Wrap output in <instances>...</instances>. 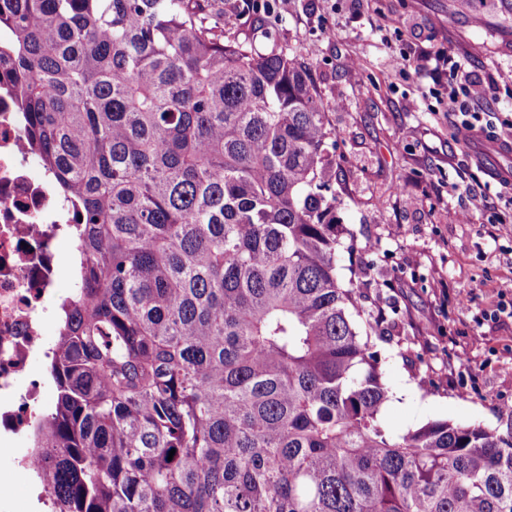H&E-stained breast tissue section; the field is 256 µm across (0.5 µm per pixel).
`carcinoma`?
Wrapping results in <instances>:
<instances>
[{"label": "carcinoma", "instance_id": "cac0c4a2", "mask_svg": "<svg viewBox=\"0 0 512 512\" xmlns=\"http://www.w3.org/2000/svg\"><path fill=\"white\" fill-rule=\"evenodd\" d=\"M6 27L30 147L82 216L32 432L52 512H512V431L381 421L300 55L209 0H0Z\"/></svg>", "mask_w": 512, "mask_h": 512}]
</instances>
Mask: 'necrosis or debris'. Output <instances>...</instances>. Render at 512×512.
<instances>
[{
    "label": "necrosis or debris",
    "mask_w": 512,
    "mask_h": 512,
    "mask_svg": "<svg viewBox=\"0 0 512 512\" xmlns=\"http://www.w3.org/2000/svg\"><path fill=\"white\" fill-rule=\"evenodd\" d=\"M0 64V449L9 457V477L0 476V512H16L10 477L34 483L37 458L20 447L34 417L45 412L49 390L31 377L33 359H48L46 314L59 305L60 264L56 243L72 236L71 203L56 190L49 171L34 174L25 119L3 78Z\"/></svg>",
    "instance_id": "1"
}]
</instances>
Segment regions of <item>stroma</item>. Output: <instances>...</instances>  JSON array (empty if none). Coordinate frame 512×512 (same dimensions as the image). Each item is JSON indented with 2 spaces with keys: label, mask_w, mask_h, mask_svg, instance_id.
I'll use <instances>...</instances> for the list:
<instances>
[{
  "label": "stroma",
  "mask_w": 512,
  "mask_h": 512,
  "mask_svg": "<svg viewBox=\"0 0 512 512\" xmlns=\"http://www.w3.org/2000/svg\"><path fill=\"white\" fill-rule=\"evenodd\" d=\"M217 0L230 35L312 64L338 133L337 223L369 265L362 305L386 316L384 425L402 434L435 420L512 430V226L487 223L484 163L452 138L450 61L492 86L488 130L512 136V16L500 0ZM408 65H396L401 55ZM404 186L407 203L395 193ZM469 305H461V295Z\"/></svg>",
  "instance_id": "1"
}]
</instances>
